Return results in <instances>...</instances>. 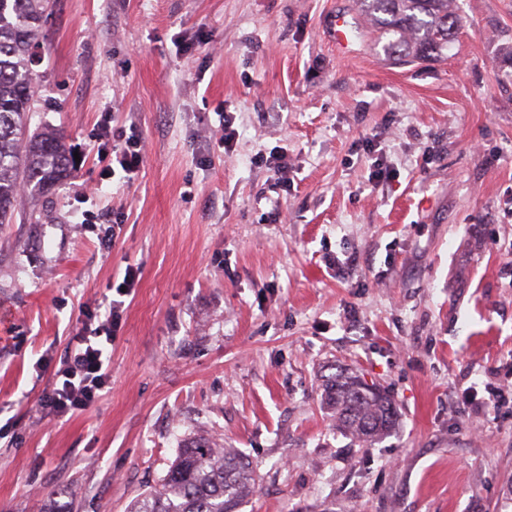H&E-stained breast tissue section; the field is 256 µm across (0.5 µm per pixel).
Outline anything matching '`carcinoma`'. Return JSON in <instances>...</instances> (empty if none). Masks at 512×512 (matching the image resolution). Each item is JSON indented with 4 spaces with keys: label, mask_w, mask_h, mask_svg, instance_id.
Instances as JSON below:
<instances>
[{
    "label": "carcinoma",
    "mask_w": 512,
    "mask_h": 512,
    "mask_svg": "<svg viewBox=\"0 0 512 512\" xmlns=\"http://www.w3.org/2000/svg\"><path fill=\"white\" fill-rule=\"evenodd\" d=\"M451 2L356 0L376 28L386 60L399 66L448 57L461 28ZM49 4L0 0V224L13 221L19 187L43 189L73 168L61 134H31L27 126L35 93L32 49ZM323 386L324 404L354 440L373 444L395 429L396 405L380 386L348 373L327 377ZM257 485L248 460L198 436L181 444L161 484L132 499L126 512H239Z\"/></svg>",
    "instance_id": "1"
}]
</instances>
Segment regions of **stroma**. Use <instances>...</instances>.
<instances>
[{"label":"stroma","instance_id":"stroma-1","mask_svg":"<svg viewBox=\"0 0 512 512\" xmlns=\"http://www.w3.org/2000/svg\"><path fill=\"white\" fill-rule=\"evenodd\" d=\"M452 7L447 59L394 66L354 0H52L30 128L80 161L0 224V512H125L199 435L253 463L241 512H512V0ZM105 112L132 179L101 178ZM129 264L108 383L47 418ZM340 368L389 436L336 428ZM112 137L111 153L112 163L107 164L103 171L102 180H108L116 175L114 163L119 166L122 172L130 178L131 174L139 168L142 162L143 152L140 140L133 135L124 134L123 130L111 131L109 122L106 119L101 123V140H109ZM115 142V143H114ZM323 386L324 404L354 440L374 444L395 429L396 405L380 386L348 373L327 377Z\"/></svg>","mask_w":512,"mask_h":512}]
</instances>
